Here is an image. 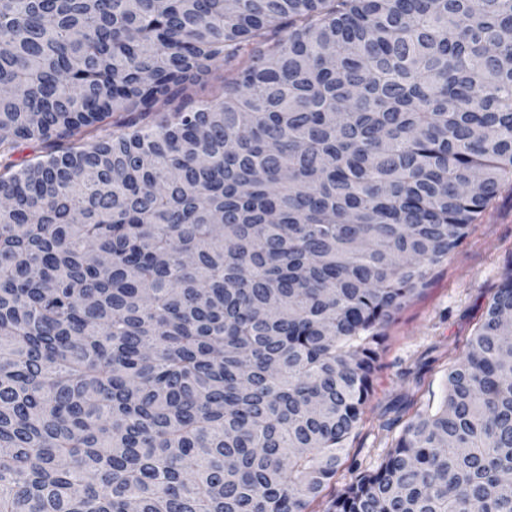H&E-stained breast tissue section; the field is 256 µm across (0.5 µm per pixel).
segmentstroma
<instances>
[{
    "label": "stroma",
    "mask_w": 512,
    "mask_h": 512,
    "mask_svg": "<svg viewBox=\"0 0 512 512\" xmlns=\"http://www.w3.org/2000/svg\"><path fill=\"white\" fill-rule=\"evenodd\" d=\"M511 274L512 186L506 184L425 292L385 325L373 392L346 449L362 469L375 468L416 412L439 400L449 368Z\"/></svg>",
    "instance_id": "35a3bbf8"
}]
</instances>
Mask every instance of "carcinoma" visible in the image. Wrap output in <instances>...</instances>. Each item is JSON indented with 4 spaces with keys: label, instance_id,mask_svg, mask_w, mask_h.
<instances>
[{
    "label": "carcinoma",
    "instance_id": "1",
    "mask_svg": "<svg viewBox=\"0 0 512 512\" xmlns=\"http://www.w3.org/2000/svg\"><path fill=\"white\" fill-rule=\"evenodd\" d=\"M510 31L512 0H0V512H307L381 328L512 185ZM507 311L512 277L328 512H512Z\"/></svg>",
    "mask_w": 512,
    "mask_h": 512
}]
</instances>
